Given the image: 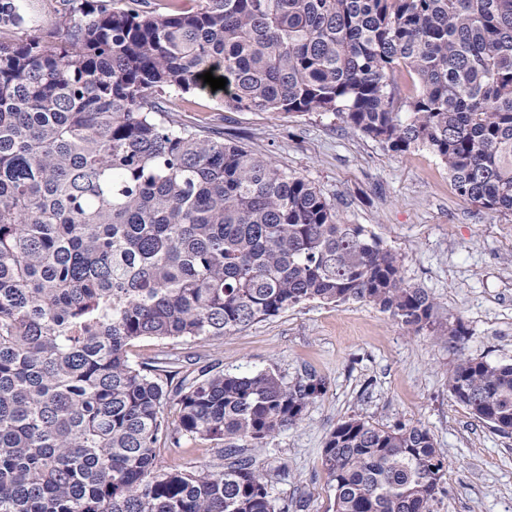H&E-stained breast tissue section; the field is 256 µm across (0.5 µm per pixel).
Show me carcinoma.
I'll list each match as a JSON object with an SVG mask.
<instances>
[{
    "label": "carcinoma",
    "instance_id": "obj_1",
    "mask_svg": "<svg viewBox=\"0 0 512 512\" xmlns=\"http://www.w3.org/2000/svg\"><path fill=\"white\" fill-rule=\"evenodd\" d=\"M34 2L0 0V512H278L238 449L301 421L323 384L217 371L172 392L178 359L137 367L133 343L308 302H366L418 333L435 303L312 181L173 119L174 96L341 115L512 213V0H59V36L26 32ZM448 390L512 435V362L463 357ZM163 439L218 462L162 470ZM323 465L333 512H435L448 462L424 427L350 417Z\"/></svg>",
    "mask_w": 512,
    "mask_h": 512
}]
</instances>
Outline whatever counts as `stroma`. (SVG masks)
Returning <instances> with one entry per match:
<instances>
[{"label": "stroma", "mask_w": 512, "mask_h": 512, "mask_svg": "<svg viewBox=\"0 0 512 512\" xmlns=\"http://www.w3.org/2000/svg\"><path fill=\"white\" fill-rule=\"evenodd\" d=\"M178 105L180 120L223 132L308 178L342 221L380 237L397 254L405 282L433 297L435 323L414 334L363 302L309 303L209 342L144 338L131 360L146 365L163 351L180 357L168 378L172 390L206 369L271 371L288 383L312 375L324 383L302 422L247 451L265 467L280 512H329L334 491L322 451L336 424L353 416L430 431L448 457L436 512H512V435L477 420L448 390L460 357L512 359V215L462 200L428 151L393 152L338 116L236 112L200 91L183 94ZM457 319L467 330L459 348L440 338ZM215 458V448L199 440L156 449L164 469Z\"/></svg>", "instance_id": "1"}]
</instances>
